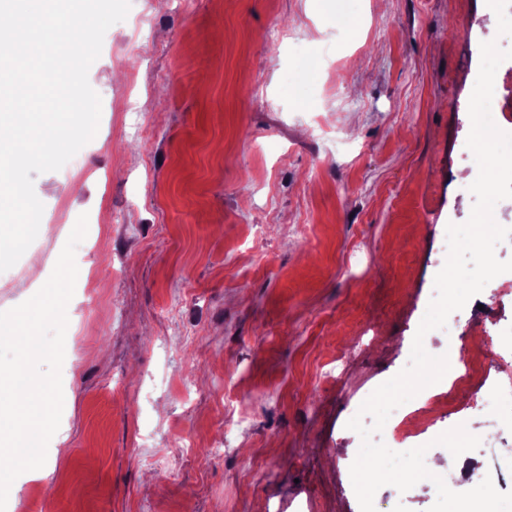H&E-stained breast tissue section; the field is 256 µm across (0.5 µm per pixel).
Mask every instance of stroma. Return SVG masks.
Wrapping results in <instances>:
<instances>
[{"label":"stroma","mask_w":512,"mask_h":512,"mask_svg":"<svg viewBox=\"0 0 512 512\" xmlns=\"http://www.w3.org/2000/svg\"><path fill=\"white\" fill-rule=\"evenodd\" d=\"M131 0L88 80L102 101L68 190L35 175L38 236L0 273L20 304L31 258L52 273L80 214L87 235L66 308L63 412L46 476L20 475L6 512H360L347 429L408 363L468 220L478 166L466 141L480 44L512 48V0ZM322 57L286 90L296 44ZM493 285L460 310L466 345L512 338ZM436 422L434 473L458 491L497 448L512 491V402L453 422L481 448L453 458ZM417 483L380 488L376 512H429Z\"/></svg>","instance_id":"stroma-1"}]
</instances>
